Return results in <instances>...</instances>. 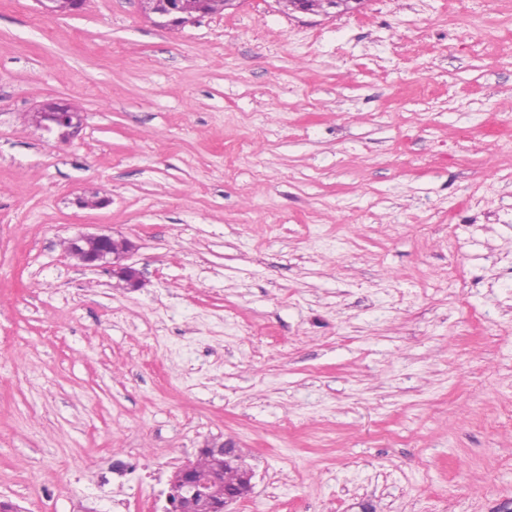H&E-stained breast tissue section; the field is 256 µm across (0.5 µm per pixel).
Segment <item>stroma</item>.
<instances>
[{
    "label": "stroma",
    "instance_id": "obj_1",
    "mask_svg": "<svg viewBox=\"0 0 512 512\" xmlns=\"http://www.w3.org/2000/svg\"><path fill=\"white\" fill-rule=\"evenodd\" d=\"M510 406L512 0H0V500L163 512L231 438L236 512H497ZM41 13L48 18L72 14L82 8L84 0H37ZM141 4L143 15L155 25L162 28H183L195 23L199 17L206 15L198 12L190 15L184 12L181 4L184 3L192 11H200L204 8H213V13H219L218 3L204 4V0H163V9L158 5L159 0H138ZM32 123L40 130L64 142L83 125L84 114L66 101H50L30 113ZM114 238L102 233H79L67 241V252L84 267L103 268L113 277L123 279L127 286L138 288L142 282L139 271L132 265L123 263L133 249L127 240L125 250H115Z\"/></svg>",
    "mask_w": 512,
    "mask_h": 512
}]
</instances>
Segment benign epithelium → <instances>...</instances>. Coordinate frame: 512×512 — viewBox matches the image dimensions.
Wrapping results in <instances>:
<instances>
[{
	"label": "benign epithelium",
	"mask_w": 512,
	"mask_h": 512,
	"mask_svg": "<svg viewBox=\"0 0 512 512\" xmlns=\"http://www.w3.org/2000/svg\"><path fill=\"white\" fill-rule=\"evenodd\" d=\"M143 15L162 28H183L195 23L203 13L190 15L181 8L180 0H139ZM41 13L54 18L72 14L82 8L84 0H37ZM32 123L40 130L64 142L83 125L84 114L66 101H50L30 113ZM114 238L102 233H79L67 241V252L80 264L88 268H103L112 276L125 281L131 288L141 286L139 271L124 263L133 249L127 243L124 250L113 247ZM215 464V473L202 477L195 464L188 461L179 467L169 480L166 493L165 512H186L187 497L206 495L212 502V512H234L233 505L249 497L252 493L254 471L242 460L236 443L227 439L212 441L204 445ZM227 467L238 471L239 479L234 487L228 488L220 482L218 475Z\"/></svg>",
	"instance_id": "7a95c632"
}]
</instances>
